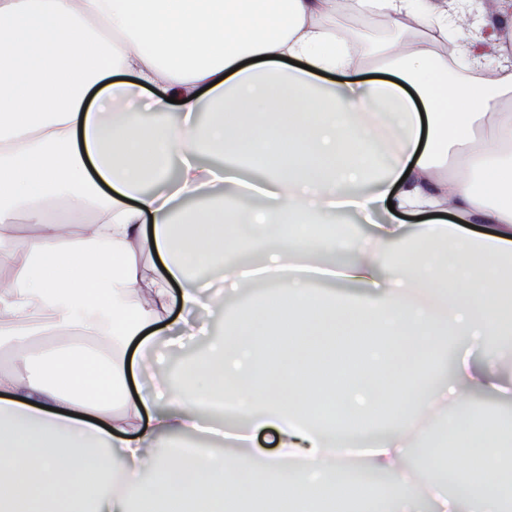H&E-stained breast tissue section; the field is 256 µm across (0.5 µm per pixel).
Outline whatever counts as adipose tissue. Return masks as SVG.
<instances>
[{"label": "adipose tissue", "instance_id": "ef3b65f1", "mask_svg": "<svg viewBox=\"0 0 512 512\" xmlns=\"http://www.w3.org/2000/svg\"><path fill=\"white\" fill-rule=\"evenodd\" d=\"M472 5L351 0L398 31L373 53L387 79L361 80L337 0H0V512L512 506V423L458 413L512 398V27L464 25ZM220 298L221 338L172 374L151 361ZM446 336L500 358L441 384L396 369L395 344L432 358ZM197 432L223 449L156 455ZM359 467L393 494L346 496Z\"/></svg>", "mask_w": 512, "mask_h": 512}]
</instances>
